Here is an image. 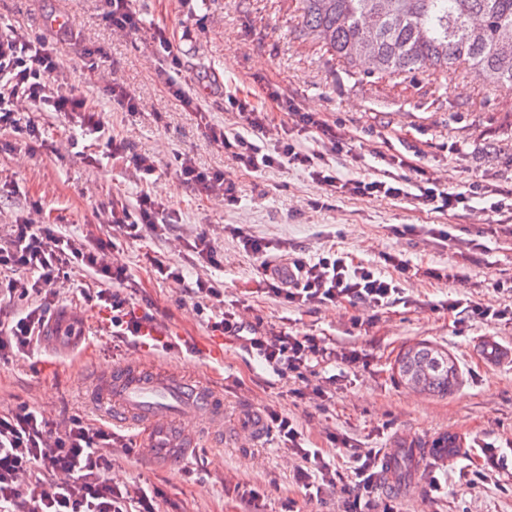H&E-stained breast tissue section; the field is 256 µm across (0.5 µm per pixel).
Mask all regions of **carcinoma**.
Wrapping results in <instances>:
<instances>
[{"label":"carcinoma","instance_id":"cac0c4a2","mask_svg":"<svg viewBox=\"0 0 512 512\" xmlns=\"http://www.w3.org/2000/svg\"><path fill=\"white\" fill-rule=\"evenodd\" d=\"M300 36L369 77L396 78L432 64L443 74L467 72L484 84L512 88V0H298ZM394 369L420 392L453 393L461 373L448 351L404 346ZM457 435L438 436L429 452H460Z\"/></svg>","mask_w":512,"mask_h":512}]
</instances>
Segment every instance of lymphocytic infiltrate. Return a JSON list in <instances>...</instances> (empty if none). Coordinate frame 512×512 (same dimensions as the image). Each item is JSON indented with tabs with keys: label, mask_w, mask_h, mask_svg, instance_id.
<instances>
[{
	"label": "lymphocytic infiltrate",
	"mask_w": 512,
	"mask_h": 512,
	"mask_svg": "<svg viewBox=\"0 0 512 512\" xmlns=\"http://www.w3.org/2000/svg\"><path fill=\"white\" fill-rule=\"evenodd\" d=\"M56 69V56L40 36L13 26L0 27V128L11 129L25 139L38 138L37 126L30 122L22 125L16 119L20 106L28 104L66 116L79 115L88 131L104 134L101 113L89 107L84 98L54 90L50 78ZM229 104L237 115L239 131L213 125L209 136L223 145L241 170L298 166L332 196L412 197L417 203H437L451 211L472 202L494 210L502 206L496 190L480 180L464 192L425 186L412 191L399 173L405 161L396 156L386 157L388 170L381 177L340 178L320 153L302 148L291 137H281L273 149H264L255 138L266 132L271 122L269 112L245 98L230 97ZM175 161L184 184L205 191L222 186L225 201L237 203V187L223 172L201 169L187 154L177 155ZM164 212L162 199L144 192L134 201L113 208L112 221L126 239L137 241L148 232L165 234L168 225ZM232 233L238 236L244 252L258 260L269 292L284 305L299 308L313 302L347 301L381 308L398 291L395 278L385 277L369 265L348 263L342 253L332 250L315 261L292 254L281 264L265 240L242 234L237 227ZM105 249L102 243L89 247L77 244L59 224L24 221L15 225L10 245L0 246V270L9 272L7 278H0V300L17 304L0 319V358L38 345L50 323L52 288L69 280L74 269L96 284V291L84 292L83 297L91 305L110 310L113 337L126 344L142 342L144 330L153 325L154 318L131 307L124 291L128 272L123 266L108 264ZM207 326L234 336L247 333L248 347L282 377L302 376L311 358L321 351L315 337L286 332L268 337L230 309L209 318ZM266 416L281 445L295 450L305 462L299 479L304 488H312L317 475L329 472V464L318 449L305 447L303 431L294 419L273 409L267 410ZM117 440L115 432L80 416L72 417L64 432H57L48 418L24 401L1 413L0 512H159L156 491L141 488L132 493L109 478L112 463L105 450Z\"/></svg>",
	"instance_id": "obj_1"
}]
</instances>
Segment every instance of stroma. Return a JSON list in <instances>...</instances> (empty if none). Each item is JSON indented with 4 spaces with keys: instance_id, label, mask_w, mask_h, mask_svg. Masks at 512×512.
<instances>
[{
    "instance_id": "1",
    "label": "stroma",
    "mask_w": 512,
    "mask_h": 512,
    "mask_svg": "<svg viewBox=\"0 0 512 512\" xmlns=\"http://www.w3.org/2000/svg\"><path fill=\"white\" fill-rule=\"evenodd\" d=\"M142 19L133 33L113 29L105 0H0V23L42 35L58 57L52 78L60 93L84 97L101 111L109 131L133 151L152 156L146 176L103 154L97 136L56 112L30 109L21 122L38 125L36 140L0 129V245L22 219L62 224L93 244L118 241L108 263L125 266L127 290L137 311L153 313L175 336L170 352L113 341L108 311L89 305L79 292L82 277L56 289V311L80 314L84 336L77 344L48 336L28 352L0 360V413L26 401L63 430L71 416L99 422L89 384L99 370L129 359L213 379L224 391V425L203 435L201 448L177 465L145 464L140 453L110 450L113 482L128 489L149 484L160 494L161 512H343L344 486L356 456L371 451L393 458L451 432L462 453L427 456L406 479L376 469L363 512H512V319L471 317L468 305L512 307V235L498 216L479 209L446 212L410 199L326 195L300 167L245 173L207 136L209 125L236 126L227 98L272 92L299 111L335 125L342 151L322 152L344 178L377 173L376 154H400L413 183L438 182L463 191L483 179L512 192V89L482 84L464 74L446 81L424 68L392 85L331 63L311 41L298 37L302 17L294 0H133ZM66 16V31L51 24ZM165 31L176 45L183 86L201 99L185 108L167 90L168 59L154 36ZM99 67L89 70L87 59ZM136 96L138 109L113 108L112 81ZM197 166L223 170L238 189L237 205L217 192L186 186L174 154ZM149 190L165 203V235L124 240L113 226L114 204ZM264 238L274 248L315 260L326 250L383 269L389 255L407 260L400 292L382 308L314 303L295 309L271 297L229 226ZM212 238L218 264L187 259L199 235ZM181 264L185 283L159 279L151 259ZM224 284V302L268 331L316 337L329 362L308 369L305 379L281 378L237 337L207 329L196 300L186 292L196 279ZM427 341L448 349L462 382L441 398L401 383L394 360L408 344ZM356 352L357 362L345 359ZM273 408L294 418L310 447L321 449L335 473L308 497L295 478L301 459L279 445L275 430L258 444L243 436L254 417ZM493 444L507 462L499 468L482 451Z\"/></svg>"
}]
</instances>
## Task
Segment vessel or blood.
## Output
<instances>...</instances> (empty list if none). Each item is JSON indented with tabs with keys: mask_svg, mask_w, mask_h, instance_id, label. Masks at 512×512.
<instances>
[{
	"mask_svg": "<svg viewBox=\"0 0 512 512\" xmlns=\"http://www.w3.org/2000/svg\"><path fill=\"white\" fill-rule=\"evenodd\" d=\"M96 399L104 413L136 431L143 455L174 463L186 448L170 422L224 413V398L209 383L138 362L101 372Z\"/></svg>",
	"mask_w": 512,
	"mask_h": 512,
	"instance_id": "1",
	"label": "vessel or blood"
}]
</instances>
